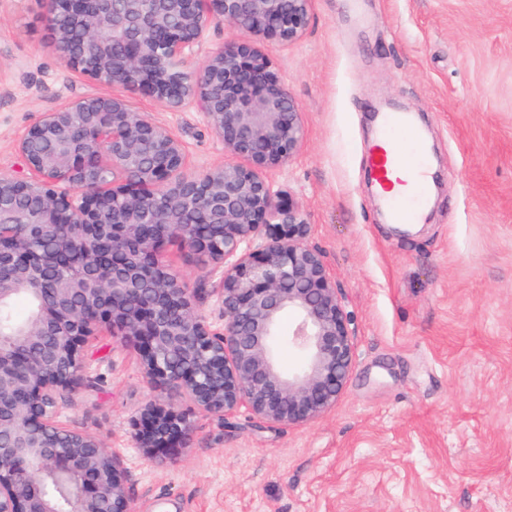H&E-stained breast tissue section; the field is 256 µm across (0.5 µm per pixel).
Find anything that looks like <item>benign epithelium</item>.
<instances>
[{"instance_id":"benign-epithelium-1","label":"benign epithelium","mask_w":512,"mask_h":512,"mask_svg":"<svg viewBox=\"0 0 512 512\" xmlns=\"http://www.w3.org/2000/svg\"><path fill=\"white\" fill-rule=\"evenodd\" d=\"M42 3L70 68L199 110L243 160L186 175L178 138L124 97L94 93L43 113L17 143L29 175L0 176V304L20 291L40 299L26 327L0 336V512H132L120 458L58 421L101 329L136 348L153 383L226 418L308 424L336 405L351 371L336 283L305 244L302 209L268 177L298 153L302 124L261 43L301 39L312 0ZM216 22L250 37L187 66ZM46 238L52 246L34 252ZM171 242L210 262L224 328L194 312L166 263ZM287 312L288 343L304 354L294 372L275 353ZM191 432L185 413L150 403L133 438L167 453Z\"/></svg>"}]
</instances>
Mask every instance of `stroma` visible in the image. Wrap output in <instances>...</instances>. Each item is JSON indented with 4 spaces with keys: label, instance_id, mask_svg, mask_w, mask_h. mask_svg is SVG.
Listing matches in <instances>:
<instances>
[{
    "label": "stroma",
    "instance_id": "obj_1",
    "mask_svg": "<svg viewBox=\"0 0 512 512\" xmlns=\"http://www.w3.org/2000/svg\"><path fill=\"white\" fill-rule=\"evenodd\" d=\"M263 48L303 125L270 179L301 205L350 316L341 396L300 427L224 418L104 335L62 424L121 458L134 512H512V0H314L300 40ZM103 90L60 57L41 0H0V176L19 171L16 142L42 113ZM128 100L182 141L185 173L227 162L202 113ZM391 103L420 119L436 165L431 211L404 234L367 163ZM166 260L222 328L208 262L176 243ZM149 403L192 422L172 457L131 439Z\"/></svg>",
    "mask_w": 512,
    "mask_h": 512
}]
</instances>
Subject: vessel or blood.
<instances>
[{
	"label": "vessel or blood",
	"instance_id": "obj_1",
	"mask_svg": "<svg viewBox=\"0 0 512 512\" xmlns=\"http://www.w3.org/2000/svg\"><path fill=\"white\" fill-rule=\"evenodd\" d=\"M422 135L415 129L407 114L385 113L377 140L369 155V164L374 172L376 184L386 199V209L391 217L399 219L410 215L414 203H427V174L423 170L419 155ZM409 168L413 171L410 188L396 189L392 180L395 169Z\"/></svg>",
	"mask_w": 512,
	"mask_h": 512
}]
</instances>
